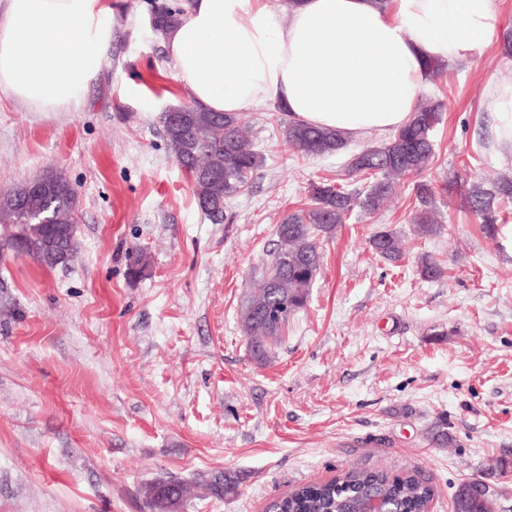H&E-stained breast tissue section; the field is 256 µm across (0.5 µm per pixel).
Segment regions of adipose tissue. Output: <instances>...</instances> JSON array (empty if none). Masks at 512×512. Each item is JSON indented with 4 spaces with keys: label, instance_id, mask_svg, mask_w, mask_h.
Returning a JSON list of instances; mask_svg holds the SVG:
<instances>
[{
    "label": "adipose tissue",
    "instance_id": "1",
    "mask_svg": "<svg viewBox=\"0 0 512 512\" xmlns=\"http://www.w3.org/2000/svg\"><path fill=\"white\" fill-rule=\"evenodd\" d=\"M107 0H0V93L38 112L78 110L112 48ZM497 36L495 0H188L162 40L201 108L276 102L292 119L371 137L402 127L427 62L456 63ZM486 108L512 155V83Z\"/></svg>",
    "mask_w": 512,
    "mask_h": 512
}]
</instances>
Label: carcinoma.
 Returning <instances> with one entry per match:
<instances>
[{
    "label": "carcinoma",
    "instance_id": "1",
    "mask_svg": "<svg viewBox=\"0 0 512 512\" xmlns=\"http://www.w3.org/2000/svg\"><path fill=\"white\" fill-rule=\"evenodd\" d=\"M183 10L176 3L155 6L154 31L164 34L175 24ZM282 112L281 131L284 144L303 157L330 156L346 146L344 136L331 129L297 122ZM443 104L418 101L409 121L390 138L365 145L346 162L350 174L367 175L371 182L362 193L347 189L326 178L307 188L306 207L287 213L276 228L278 247L270 253L262 268L259 287L240 303V319L249 336L251 357L266 363L272 347L278 345L292 315L307 305L310 289L322 266L321 240L329 238L336 227L345 223L351 211L359 208L376 213L393 194L396 180L415 177L427 170L434 157L433 133L442 121ZM163 138L176 162L192 179V191L200 210L214 223H231L227 214L229 201L242 194L250 176L264 162L262 153L253 148L245 113L192 112L176 128L161 116ZM448 187L461 188V199L468 212L481 224L483 232L495 237L503 210L512 204V177L500 176L489 184L473 183L464 187L457 173L448 174ZM412 191L418 207L410 223L421 237L441 232L437 220L438 205L431 183L416 181ZM12 190L0 197V223L7 233L0 237V250L12 242L27 244L25 255L39 265L53 269L56 263L46 256L45 246L55 240L62 246L76 248V234L66 238L51 224H39L31 214L14 209ZM74 192L44 197L39 208L55 217L57 224L73 223ZM376 258L393 263L404 256L400 235L392 230H378L369 238ZM148 265L146 255L137 250L130 257L129 275L142 276ZM419 275L429 281L444 275L441 264L429 255L421 257ZM431 442L448 447V421L438 420L428 429ZM201 486L217 498L237 493L239 478L231 472L213 473ZM189 492L186 481L169 477L151 482L141 490L149 512H177ZM375 497L385 512H425L434 497V489L416 471L390 474L383 470H349L336 478L298 486L273 500L269 512H364L366 500ZM454 512H496L497 500L479 483L459 489L453 500Z\"/></svg>",
    "mask_w": 512,
    "mask_h": 512
}]
</instances>
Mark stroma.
Returning <instances> with one entry per match:
<instances>
[{
  "instance_id": "obj_1",
  "label": "stroma",
  "mask_w": 512,
  "mask_h": 512,
  "mask_svg": "<svg viewBox=\"0 0 512 512\" xmlns=\"http://www.w3.org/2000/svg\"><path fill=\"white\" fill-rule=\"evenodd\" d=\"M154 2L111 0L112 49L79 110L0 94V194L63 171L78 240L52 270L0 255V512H147L144 484L225 470L244 477L237 495L180 512H266L351 469L418 471L432 512H453L456 488L480 481L512 512V216L488 238L445 189L452 171L473 183L512 168L485 109L491 86L512 82V55L493 41L426 90L444 104L422 174L442 232L414 234L405 184L378 213L353 212L260 365L239 303L285 213L346 157H299L276 104L248 110L265 162L230 201L232 223H212L163 139L161 114L192 95L149 24ZM383 227L404 240L399 262L368 249ZM135 247L150 260L141 279L128 276ZM425 254L442 279L419 276ZM439 418L445 448L426 435Z\"/></svg>"
}]
</instances>
